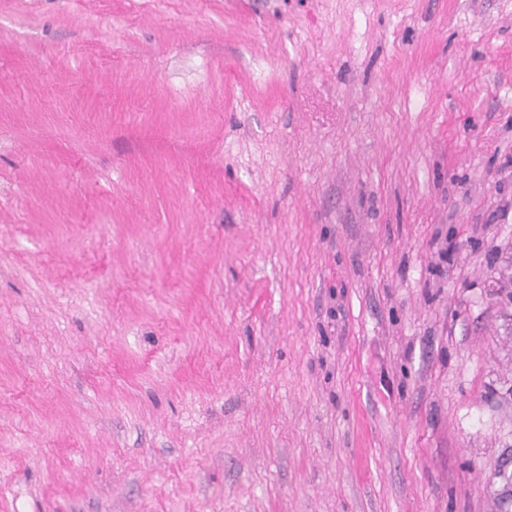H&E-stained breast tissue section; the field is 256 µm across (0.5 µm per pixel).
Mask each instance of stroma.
<instances>
[{"instance_id":"obj_1","label":"stroma","mask_w":512,"mask_h":512,"mask_svg":"<svg viewBox=\"0 0 512 512\" xmlns=\"http://www.w3.org/2000/svg\"><path fill=\"white\" fill-rule=\"evenodd\" d=\"M512 0H0V512H499Z\"/></svg>"}]
</instances>
